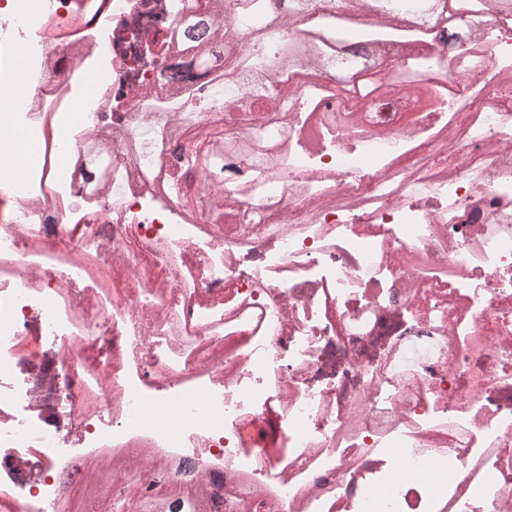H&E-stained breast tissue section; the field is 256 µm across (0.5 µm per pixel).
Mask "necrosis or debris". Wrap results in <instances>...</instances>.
Returning a JSON list of instances; mask_svg holds the SVG:
<instances>
[{"label": "necrosis or debris", "instance_id": "1", "mask_svg": "<svg viewBox=\"0 0 512 512\" xmlns=\"http://www.w3.org/2000/svg\"><path fill=\"white\" fill-rule=\"evenodd\" d=\"M198 2L0 0L33 90L0 113V512H59L73 469L133 448L158 497L219 473L250 512H512V16L452 56L442 0L343 96L298 69L261 120L279 169L227 155L205 192L164 124L125 150L132 115L238 96L165 89ZM101 137L106 191L73 162ZM169 156L174 162L176 167L184 168L187 170L198 171V169L202 170L205 166L211 163L212 159L216 155H212L209 159H199L195 157H187L184 158V147L182 142L180 141L179 136L174 132L167 145ZM189 159L193 160V163H189ZM186 160V161H185Z\"/></svg>", "mask_w": 512, "mask_h": 512}]
</instances>
